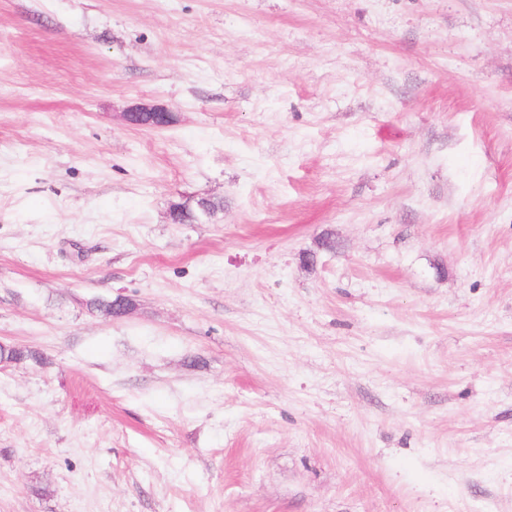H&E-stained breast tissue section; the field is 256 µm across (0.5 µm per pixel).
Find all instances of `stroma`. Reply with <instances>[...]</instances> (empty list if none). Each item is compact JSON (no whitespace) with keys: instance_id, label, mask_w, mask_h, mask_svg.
<instances>
[{"instance_id":"1","label":"stroma","mask_w":512,"mask_h":512,"mask_svg":"<svg viewBox=\"0 0 512 512\" xmlns=\"http://www.w3.org/2000/svg\"><path fill=\"white\" fill-rule=\"evenodd\" d=\"M0 344V512H512V0H0ZM126 119L134 126L159 129L168 127L173 116L171 111L165 108H137L131 112H127Z\"/></svg>"}]
</instances>
